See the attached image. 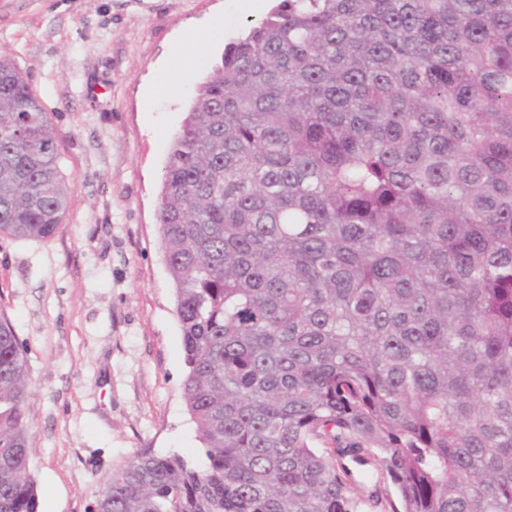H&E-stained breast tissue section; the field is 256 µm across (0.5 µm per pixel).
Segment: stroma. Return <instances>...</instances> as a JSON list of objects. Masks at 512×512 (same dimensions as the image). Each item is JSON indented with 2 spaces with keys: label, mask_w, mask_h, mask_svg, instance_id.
Instances as JSON below:
<instances>
[{
  "label": "stroma",
  "mask_w": 512,
  "mask_h": 512,
  "mask_svg": "<svg viewBox=\"0 0 512 512\" xmlns=\"http://www.w3.org/2000/svg\"><path fill=\"white\" fill-rule=\"evenodd\" d=\"M277 0H0V55L59 131L69 205L46 240L0 237V320L33 387L40 512H89L136 453L206 458L183 398L157 224L171 143L226 42ZM224 38L204 42L215 19Z\"/></svg>",
  "instance_id": "obj_1"
}]
</instances>
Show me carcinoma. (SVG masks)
I'll return each mask as SVG.
<instances>
[{
    "label": "carcinoma",
    "mask_w": 512,
    "mask_h": 512,
    "mask_svg": "<svg viewBox=\"0 0 512 512\" xmlns=\"http://www.w3.org/2000/svg\"><path fill=\"white\" fill-rule=\"evenodd\" d=\"M58 143L0 57V235L62 222ZM158 224L208 464L137 454L95 512H512V0H278ZM30 397L1 321L0 512H39Z\"/></svg>",
    "instance_id": "carcinoma-1"
}]
</instances>
